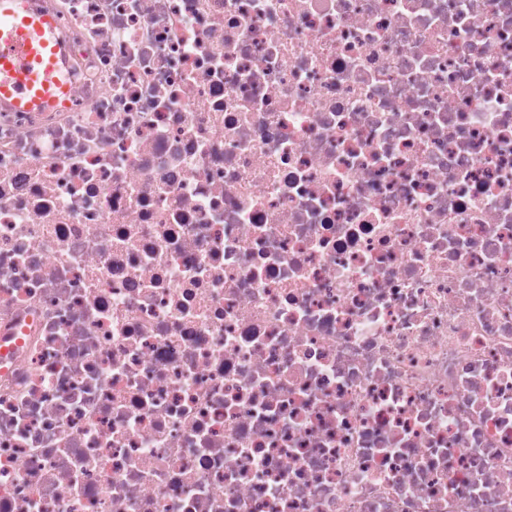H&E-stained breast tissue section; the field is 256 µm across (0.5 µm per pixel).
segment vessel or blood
<instances>
[{
    "mask_svg": "<svg viewBox=\"0 0 512 512\" xmlns=\"http://www.w3.org/2000/svg\"><path fill=\"white\" fill-rule=\"evenodd\" d=\"M62 60L52 22L32 0H0V101L25 109L57 104L68 91Z\"/></svg>",
    "mask_w": 512,
    "mask_h": 512,
    "instance_id": "vessel-or-blood-1",
    "label": "vessel or blood"
}]
</instances>
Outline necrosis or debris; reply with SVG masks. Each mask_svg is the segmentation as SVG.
Masks as SVG:
<instances>
[{
	"label": "necrosis or debris",
	"mask_w": 512,
	"mask_h": 512,
	"mask_svg": "<svg viewBox=\"0 0 512 512\" xmlns=\"http://www.w3.org/2000/svg\"><path fill=\"white\" fill-rule=\"evenodd\" d=\"M33 2L0 512H512V0Z\"/></svg>",
	"instance_id": "obj_1"
}]
</instances>
